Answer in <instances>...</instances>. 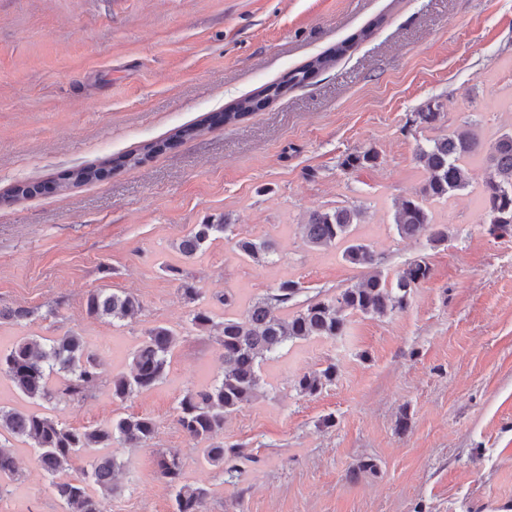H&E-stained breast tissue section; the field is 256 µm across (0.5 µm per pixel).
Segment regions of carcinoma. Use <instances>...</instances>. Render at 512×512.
Here are the masks:
<instances>
[{"instance_id":"obj_1","label":"carcinoma","mask_w":512,"mask_h":512,"mask_svg":"<svg viewBox=\"0 0 512 512\" xmlns=\"http://www.w3.org/2000/svg\"><path fill=\"white\" fill-rule=\"evenodd\" d=\"M329 62L324 56L311 60L293 71L288 83L305 82ZM282 89L279 84L271 85L254 97L238 101L222 114L224 123L236 122L261 108ZM442 117L440 104L429 103L416 113L415 121L433 128ZM479 156L486 164L483 197L488 232L498 237L512 235L511 131L488 145L475 134L458 133L432 139L428 146L419 147L418 161L427 178L419 195L402 201L395 211L394 224L400 238L415 242L424 238L431 244L448 241V225L434 223L428 203L447 199L469 187L470 165ZM376 159L375 151L366 150L346 155L341 165L357 169ZM106 173L103 166L78 167L69 173L68 181L74 185L98 181ZM362 217L359 209L338 207L333 211L317 210L306 223L298 225V234L307 246L330 248L342 242L343 258L368 270L362 281L334 297H316L293 314L283 315L281 310L301 292L298 282L284 280L271 293L252 302L242 314L226 316L219 323L214 322L208 306L203 304L194 309L190 322L195 331L219 329L217 343L224 365L222 375L211 384L186 390L177 407V423L191 441L201 446L200 464L222 469L226 462L251 458L245 449L226 448L216 437L224 432L227 416L256 396L263 383L261 368L265 361L298 340L342 335L352 314L381 318L404 311L413 289L430 278V264L418 258L407 263L394 280H389L371 246L354 236ZM229 228L222 220L195 225L179 243L180 254L186 260L194 258L216 235ZM235 246L258 265L267 262L274 252V243L265 238L243 237ZM141 309L139 299L131 294L99 290L86 299L87 314L94 319L123 321ZM178 339L179 335L168 326L148 329L131 353L129 368L104 379L96 354L82 337L24 338L0 351V377L29 400L58 396L79 404L106 385L112 398L123 402L164 379ZM335 378L336 365L329 364L300 377L295 389L304 396H314ZM156 432L157 423L147 416L119 415L103 425L80 430L60 422L47 410L37 412L0 405V497L8 494L11 484L19 480L15 443L20 442L32 449L62 512H100L98 496L116 492L117 475L124 468L112 448H143ZM156 464L159 477L169 489L173 512H198L210 489L187 480L180 454L162 451Z\"/></svg>"}]
</instances>
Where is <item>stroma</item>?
<instances>
[{"label":"stroma","mask_w":512,"mask_h":512,"mask_svg":"<svg viewBox=\"0 0 512 512\" xmlns=\"http://www.w3.org/2000/svg\"><path fill=\"white\" fill-rule=\"evenodd\" d=\"M364 28L368 37L304 85L220 122L225 107ZM510 92L512 0H0V194L46 186L0 204V305L33 312L0 322V349L74 334L109 376L127 369L149 328L180 334L151 390L52 403L73 427L130 413L157 423L147 447L117 449L127 466L103 512H172L155 464L168 449L191 482L210 487L200 512H512V236L487 232L483 169L431 204L450 229L444 244L401 239L393 224L425 181L418 146L468 127L491 142L512 129L500 106ZM430 102L445 114L433 128L414 121ZM197 123V136L175 139ZM157 140L168 143L162 153L120 163ZM369 149L376 163L342 167ZM104 162L102 180L60 189L68 171ZM337 207L363 210L355 234L385 273L422 256L431 277L404 312L352 315L341 336L295 342L263 364L259 396L224 422L225 445L252 454L228 482L198 465L176 421L184 392L222 372L215 341L188 324L180 279L209 297L234 292L242 310L286 279L302 287L292 312L336 295L363 268L342 247L306 246L297 226ZM218 219L230 231L184 260L181 238ZM244 236L271 239L273 263L240 256ZM97 289L135 295L141 315L88 317ZM331 363V384L297 393L298 378ZM366 458L376 473L350 480ZM19 460L23 476L0 512H59L32 454Z\"/></svg>","instance_id":"35a3bbf8"}]
</instances>
